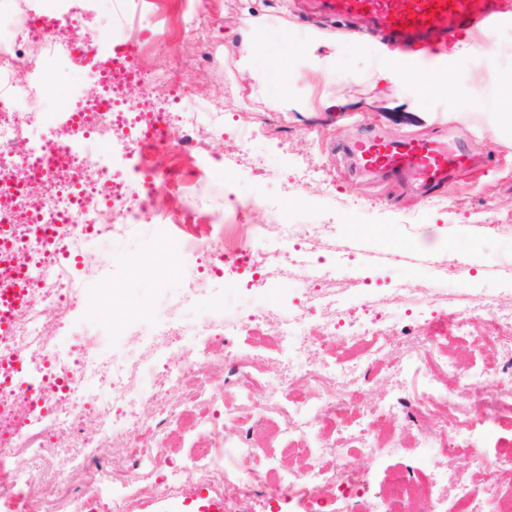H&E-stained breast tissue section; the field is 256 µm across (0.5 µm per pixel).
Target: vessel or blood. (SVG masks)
Segmentation results:
<instances>
[{
	"instance_id": "vessel-or-blood-1",
	"label": "vessel or blood",
	"mask_w": 512,
	"mask_h": 512,
	"mask_svg": "<svg viewBox=\"0 0 512 512\" xmlns=\"http://www.w3.org/2000/svg\"><path fill=\"white\" fill-rule=\"evenodd\" d=\"M333 18L363 19L396 44L402 66L426 69L438 47L454 49L465 39L489 45L497 32L512 27L507 0H316ZM357 166L371 175L410 186L435 198L453 175L472 170L475 160L464 147H448L441 136L392 139L366 126L344 147ZM158 512H224L208 490L162 501Z\"/></svg>"
}]
</instances>
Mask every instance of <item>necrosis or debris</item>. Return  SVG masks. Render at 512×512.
<instances>
[{
    "mask_svg": "<svg viewBox=\"0 0 512 512\" xmlns=\"http://www.w3.org/2000/svg\"><path fill=\"white\" fill-rule=\"evenodd\" d=\"M22 0L17 21L0 27V512H69L71 500L90 501L105 493L120 512L155 489L143 476L161 460V449H130L132 464L115 479L97 450L118 432L142 425L145 388L167 392L192 380L193 396L207 394L215 367L247 379L250 356L226 347L225 337L266 320L279 326V351L290 356L296 342L315 337L319 357L301 372H287L278 388L251 403L258 417L279 416L296 468L259 462L248 422L226 410L210 446L196 449L176 471L174 482L224 487V512H512V440L502 443L490 484L479 488L465 477L449 479L445 468L387 475L383 494L369 492V478L350 464L351 454L372 457L391 451L407 423H422L416 438L428 441V422L439 408L468 402L484 424L512 421V305L476 294L450 313L434 316L448 299L433 289L403 283L381 299L360 305L339 297L335 278L313 277L302 306L278 314L255 310L228 319L214 316L206 334L181 312L189 304L224 296L225 270L258 275L272 259L299 249L315 251L317 225L291 224L278 207L270 221L252 228L236 247L224 243V219H242L265 206L258 197L241 198L231 214L205 211L198 198L210 170L205 162L224 140V107L217 100L193 99L192 73L206 68L217 51L200 0H177V23L193 53L189 63L155 64L142 70L137 59L147 33L142 8L115 0L117 20L110 36L88 28L81 3L101 11L105 0ZM71 61L97 89L93 98L61 93L50 73ZM62 97L65 109L46 112V98ZM194 160L190 175L182 161ZM174 189L176 208L162 207L160 192ZM194 217L193 231L181 229L182 216ZM140 224L170 229L168 248L181 263L179 282L168 291L159 321L132 331L121 353L110 349L114 323L97 317L100 341L74 354L59 350L61 336L79 335L83 326L85 282L76 280L66 258L81 256L94 243L128 236ZM408 317L394 324L390 309ZM477 336L497 350L494 374L498 404H479L484 372H461L448 346ZM412 343L397 372L423 371V388L410 394L405 384L377 404L366 403L355 379L367 374L391 339ZM367 346L354 360L335 363L327 352L337 346ZM429 370H421L422 359ZM325 384L316 396L286 398L295 381ZM111 398H103V389ZM70 433L78 451L73 472L60 474V495L39 490L47 436ZM325 450L308 461L307 439ZM234 451L224 459V445ZM88 473L93 486L75 484Z\"/></svg>",
    "mask_w": 512,
    "mask_h": 512,
    "instance_id": "4bbe7bcc",
    "label": "necrosis or debris"
}]
</instances>
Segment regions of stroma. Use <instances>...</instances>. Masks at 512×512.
Masks as SVG:
<instances>
[{
  "instance_id": "obj_1",
  "label": "stroma",
  "mask_w": 512,
  "mask_h": 512,
  "mask_svg": "<svg viewBox=\"0 0 512 512\" xmlns=\"http://www.w3.org/2000/svg\"><path fill=\"white\" fill-rule=\"evenodd\" d=\"M210 7L222 17L216 35L224 44V71L203 76L195 91L223 101L225 129H233L236 116L247 113L262 119L263 130L232 181H225L223 168L215 167L202 194L205 207L223 209L231 194L281 199L285 180H302L306 164L321 165L336 181L334 196L307 185L290 219L335 225V236L322 245L323 263L334 260L340 245L359 244L365 251L391 256L372 275L373 295L384 296L395 285L411 282L452 297L496 292L512 299V235L492 241L484 236L485 225H512V28L497 33L492 53L475 46L459 50L424 74L402 69L393 48L378 35L357 39L323 22L306 21L304 0L292 7L284 0H232L228 5L212 0ZM379 68L392 72V79L378 80ZM348 112L379 123L394 138L434 133L439 121L477 127L466 146L488 157L489 170L455 179L444 197L432 200L381 183L336 149L357 134L355 126L342 120ZM152 232L150 225H141L126 240L105 248L113 271L112 283L102 293L117 310L160 307L164 288L175 285L167 274L173 261L168 253L137 275L126 266L128 256L141 251ZM445 254L475 265L474 276L442 275L436 260ZM296 260L293 254L280 258L271 283L262 288L250 286V274L225 275V312L236 315L257 306L279 312L302 299L307 281L296 272ZM276 334L275 324L263 323L233 341L237 349L260 353L258 377L246 388L250 396L265 394L283 377L279 353L270 345ZM406 351L399 340L386 349L364 383L367 401L377 402L401 382L395 369ZM212 390L213 400L195 404L193 417H179L165 436L164 460L153 475L156 493L139 512H151L153 501L170 497V472L209 443V433L195 416L223 418V374H215ZM459 421L456 414L438 415L435 422L445 431L434 435L432 447L413 449L415 430L408 426L402 433L403 449L375 460L355 454L350 461L376 476L410 464L416 455L432 465L440 458L446 430Z\"/></svg>"
}]
</instances>
